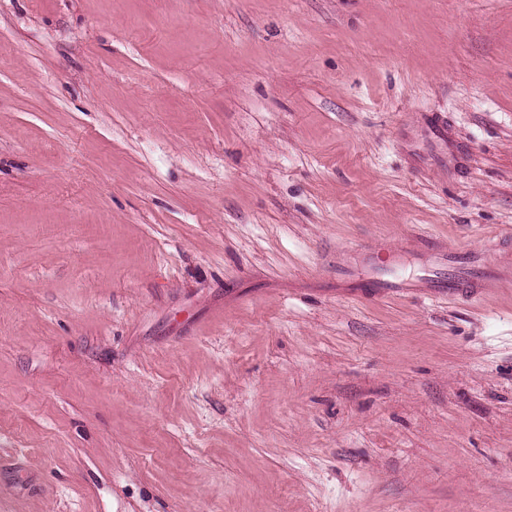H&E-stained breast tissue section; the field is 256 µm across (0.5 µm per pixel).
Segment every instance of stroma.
<instances>
[{
    "label": "stroma",
    "mask_w": 512,
    "mask_h": 512,
    "mask_svg": "<svg viewBox=\"0 0 512 512\" xmlns=\"http://www.w3.org/2000/svg\"><path fill=\"white\" fill-rule=\"evenodd\" d=\"M417 230L512 233V0H0V512H512V284L329 271ZM385 244L380 239H374L362 244L360 249H339L336 251V264L330 267L331 273L336 275V284L349 286L355 280L358 266H369L373 257L382 249ZM359 257V259H356Z\"/></svg>",
    "instance_id": "obj_1"
}]
</instances>
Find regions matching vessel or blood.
<instances>
[{
    "instance_id": "1",
    "label": "vessel or blood",
    "mask_w": 512,
    "mask_h": 512,
    "mask_svg": "<svg viewBox=\"0 0 512 512\" xmlns=\"http://www.w3.org/2000/svg\"><path fill=\"white\" fill-rule=\"evenodd\" d=\"M382 240L375 239L362 244L360 249H340L331 267L336 283L347 286L354 281L359 267L369 266L373 257L383 249ZM426 253L433 259L448 260L459 266V273L449 275L447 283H439L429 277L382 280L371 278L372 294L421 295L430 299L477 298L486 296L502 286L512 283V237L507 238L503 253L497 254L493 265L482 262L480 253L467 248L454 251L422 233H411L396 250L397 256Z\"/></svg>"
}]
</instances>
